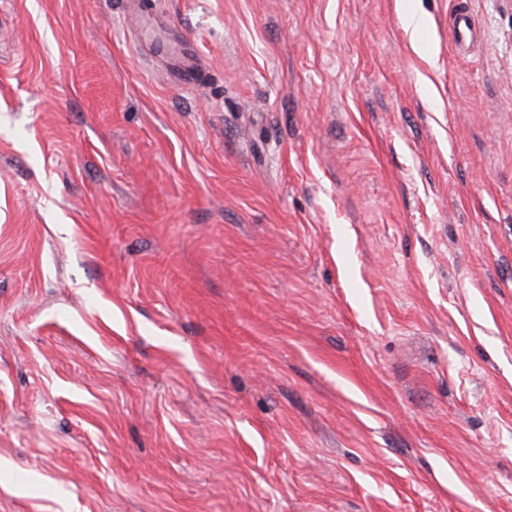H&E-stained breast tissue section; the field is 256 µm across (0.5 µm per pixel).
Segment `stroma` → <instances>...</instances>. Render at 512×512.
Listing matches in <instances>:
<instances>
[{
  "instance_id": "35a3bbf8",
  "label": "stroma",
  "mask_w": 512,
  "mask_h": 512,
  "mask_svg": "<svg viewBox=\"0 0 512 512\" xmlns=\"http://www.w3.org/2000/svg\"><path fill=\"white\" fill-rule=\"evenodd\" d=\"M409 1L0 0V512H512V0Z\"/></svg>"
}]
</instances>
